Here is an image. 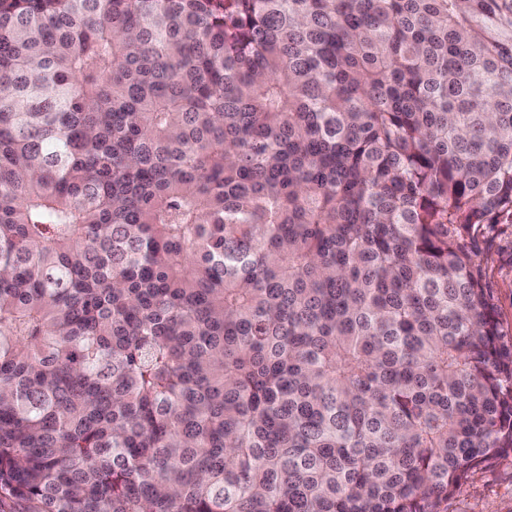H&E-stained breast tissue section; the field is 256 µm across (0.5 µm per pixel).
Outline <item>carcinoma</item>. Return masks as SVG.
<instances>
[{
  "mask_svg": "<svg viewBox=\"0 0 512 512\" xmlns=\"http://www.w3.org/2000/svg\"><path fill=\"white\" fill-rule=\"evenodd\" d=\"M486 224L512 0H0V512H438Z\"/></svg>",
  "mask_w": 512,
  "mask_h": 512,
  "instance_id": "1",
  "label": "carcinoma"
}]
</instances>
